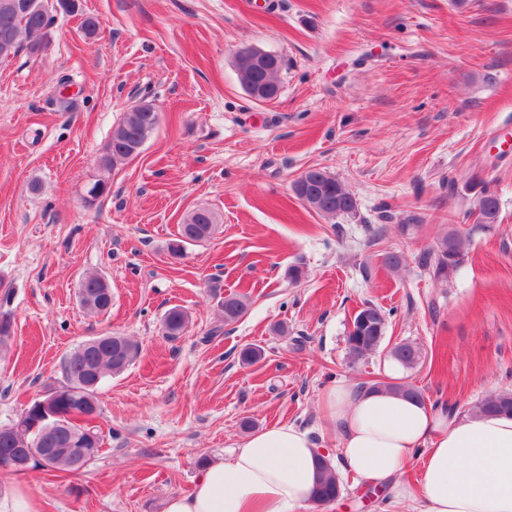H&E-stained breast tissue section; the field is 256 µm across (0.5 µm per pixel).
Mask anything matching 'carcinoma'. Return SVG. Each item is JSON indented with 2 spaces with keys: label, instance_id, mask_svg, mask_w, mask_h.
Instances as JSON below:
<instances>
[{
  "label": "carcinoma",
  "instance_id": "cac0c4a2",
  "mask_svg": "<svg viewBox=\"0 0 512 512\" xmlns=\"http://www.w3.org/2000/svg\"><path fill=\"white\" fill-rule=\"evenodd\" d=\"M50 5L48 0H0V37L8 34L16 42V48H26L32 56L41 53L48 44L50 27ZM282 64L265 71L250 67H237L241 86L263 83L278 86V73ZM154 105L144 103L133 107L113 129L100 166L106 170L119 162L130 159V148L145 142L158 126L159 113ZM309 186L294 190L302 204L321 216L335 218L349 216L357 210L356 199L351 192L329 172L318 168L307 173ZM472 214L475 223L489 229L499 222L500 207L497 195L487 186H482L473 200ZM215 216L208 209L192 211L180 225L179 235L184 242H193L209 237L215 229ZM465 253L457 234L448 232L435 245L425 251L421 266L436 280H448L464 263ZM112 291L110 284L99 275L90 274L79 282V297L82 306L96 314H105L111 309L105 292ZM248 296L230 293L224 296L221 308L224 323L239 321L248 311ZM368 317L359 322L356 314L355 331L348 334L350 354L361 357L377 349L384 339L386 318L375 306L365 307ZM187 325V315L179 308L168 310L164 318L167 335H180ZM137 346L124 336H99L78 345L69 351L62 361L64 383L49 389L53 398L52 408L67 421V426L53 430L44 424L35 425L37 414L29 409L26 420L0 427V462L23 463L38 452L48 456L45 464L34 460L32 467L46 472L76 474L89 466L98 457L102 446L99 433L89 424L76 417L90 407V402H99L98 391L108 373L123 371L136 357ZM393 360L405 368L414 367L420 360V351L407 343L392 347ZM479 412L512 414V393L504 391L486 396L476 407ZM323 475L315 488L312 503L319 507L336 499L340 493L339 478L327 463H322Z\"/></svg>",
  "mask_w": 512,
  "mask_h": 512
}]
</instances>
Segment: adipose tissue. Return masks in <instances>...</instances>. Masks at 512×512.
Returning a JSON list of instances; mask_svg holds the SVG:
<instances>
[{
	"label": "adipose tissue",
	"instance_id": "obj_1",
	"mask_svg": "<svg viewBox=\"0 0 512 512\" xmlns=\"http://www.w3.org/2000/svg\"><path fill=\"white\" fill-rule=\"evenodd\" d=\"M338 452L307 431L277 423L251 433L224 460L205 466L193 492L171 497L165 512H303L319 460L339 462L373 488L417 512H512V416H460L374 385L339 382L319 398ZM423 452L417 487L400 482Z\"/></svg>",
	"mask_w": 512,
	"mask_h": 512
}]
</instances>
